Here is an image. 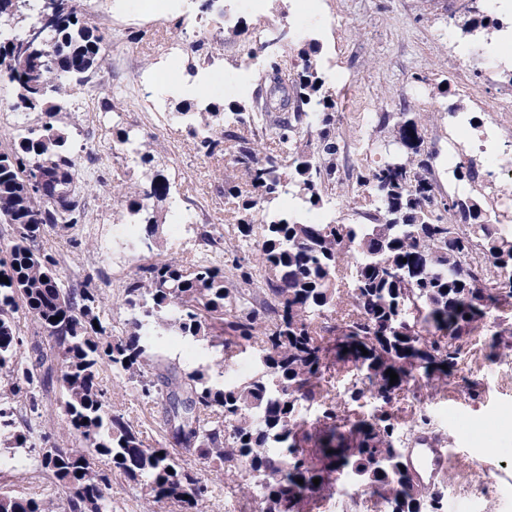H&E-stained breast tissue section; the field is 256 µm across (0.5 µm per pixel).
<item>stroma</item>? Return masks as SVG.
Listing matches in <instances>:
<instances>
[{
    "instance_id": "35a3bbf8",
    "label": "stroma",
    "mask_w": 512,
    "mask_h": 512,
    "mask_svg": "<svg viewBox=\"0 0 512 512\" xmlns=\"http://www.w3.org/2000/svg\"><path fill=\"white\" fill-rule=\"evenodd\" d=\"M465 0H264L260 12L236 10L223 16L220 0H184L181 11L159 15L157 0H94L83 8L89 25L103 37L106 59L122 55L126 65L111 77L97 75L90 86H76L70 101L69 146L78 148L83 131L94 132L103 144L112 142L113 112L102 105L113 91L123 93L125 127L150 139L157 160L180 195L195 202L219 200L222 156L199 151L174 116L185 104L206 94L233 102L250 100L260 59H248L245 40L264 32L273 37L287 30V40L275 54L289 56L303 43L317 40V59L339 102L336 140L342 150L341 175L378 158L389 139V127L379 125L381 113L398 120L402 108L429 113L424 130L428 159L439 194L469 193L448 177L449 158L480 157L486 141L496 156L512 162V64L506 54H492L481 39L462 35L457 21ZM241 29L227 39L200 31L198 22ZM181 40L203 44L222 73L249 65L241 89L233 94L214 90L213 77L198 57L186 53L175 64L166 62V45ZM493 58L494 77L485 79L472 65L476 58ZM456 116H448V106ZM83 170L97 169L100 178L85 193L86 223L47 232L44 243L60 261L65 286L95 289L105 299L108 328L120 330L128 317L123 286L139 265L157 255L179 253L172 224L160 226L152 251L131 253L123 247L114 225L124 209L113 186L141 179L136 164L112 158L101 165L79 159ZM500 323H488L461 345L457 369L447 387L422 386L408 391L399 406L406 412L402 442L412 434L448 438L446 494L461 512H512V304L504 306ZM500 346L491 349L492 333ZM157 355L187 369L214 366L216 353L206 343L169 333L156 338ZM102 385L111 408L129 414L156 446L168 430L160 406L144 403L131 384L111 367H104ZM23 466L0 473V492L17 497H49L64 503L68 491L40 467L35 454L16 449ZM188 464L207 482L206 512H248L246 501L224 492V478L207 464Z\"/></svg>"
}]
</instances>
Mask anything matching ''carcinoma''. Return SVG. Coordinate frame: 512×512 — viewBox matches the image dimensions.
Segmentation results:
<instances>
[{
  "label": "carcinoma",
  "mask_w": 512,
  "mask_h": 512,
  "mask_svg": "<svg viewBox=\"0 0 512 512\" xmlns=\"http://www.w3.org/2000/svg\"><path fill=\"white\" fill-rule=\"evenodd\" d=\"M35 2V17L26 6ZM459 29L491 41L501 30L494 9L469 0ZM58 18L41 26L43 55L29 53V30L0 37V60L9 63L0 80L17 91L16 108L37 112L41 128L9 134L12 147L0 152V223L13 236L0 241V438L9 448H36L42 469L69 490L65 506L51 500L0 492V512H107L105 490L112 473L142 482L152 505L176 512H204L207 487L178 457L176 449L213 464L224 488L246 499L250 512H304L335 493L328 474L350 478L387 512H445L441 486L416 484L398 447L400 417L394 410L412 385L447 383L458 363L460 341L485 324L488 313L512 299V232L501 214L488 213L471 195L436 193L431 169L421 159L422 126L417 117L394 125L396 151L349 174L362 188L365 224L302 222L291 213L267 211L254 231V213L282 195L295 207L320 209L339 178L336 95L317 67L316 42H308L290 64L281 57L259 72L255 100L231 106L203 100L179 112L196 147L224 159L241 180L224 177V204L236 226L239 251L205 258L158 260L142 265L124 285L130 312L126 329L107 334L99 295L62 287L58 261L44 248L46 232L85 221L83 192L68 135L59 127L70 81L83 84L104 60L102 37L88 26L76 0H0V29L44 14ZM289 95L291 112L278 100ZM314 139L301 142L304 135ZM132 146L144 178L117 185L123 198L122 224H141L131 249L153 250L166 214L156 203L168 198L170 182L150 143L129 128L112 127V147ZM44 169L53 190L70 196L73 217L55 216L49 202L29 195L25 174ZM458 182H486L469 160L452 170ZM24 309L53 339V351L27 363L14 314ZM162 332L202 340L219 355L257 346L259 372L233 387L223 373L192 371L152 359ZM368 354H363L359 347ZM58 364L65 392L67 430L82 442L60 445L50 432L17 419L10 402L34 413L38 392ZM137 385L148 403L162 400L171 447L149 448L143 432L112 411L100 379L103 366ZM352 369L349 402L375 400L369 412L338 414L324 401L332 366ZM391 369L398 382L390 384ZM323 406L315 432L305 429L304 403ZM319 455L314 463L304 444ZM110 463L95 468L90 453ZM249 467L251 481L238 480ZM320 479L314 485L313 479ZM303 483H297V480Z\"/></svg>",
  "instance_id": "cac0c4a2"
}]
</instances>
